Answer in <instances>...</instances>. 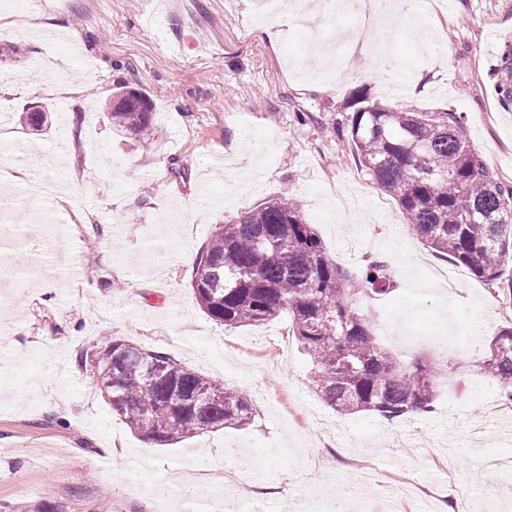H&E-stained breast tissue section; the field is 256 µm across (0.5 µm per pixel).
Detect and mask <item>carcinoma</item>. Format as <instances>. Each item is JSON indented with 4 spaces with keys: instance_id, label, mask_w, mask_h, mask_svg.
<instances>
[{
    "instance_id": "obj_1",
    "label": "carcinoma",
    "mask_w": 512,
    "mask_h": 512,
    "mask_svg": "<svg viewBox=\"0 0 512 512\" xmlns=\"http://www.w3.org/2000/svg\"><path fill=\"white\" fill-rule=\"evenodd\" d=\"M500 105L512 107V39L491 71ZM348 135L359 163L392 195L409 228L436 255L495 285L512 307V185L487 172L455 112L349 103ZM112 125L142 139L157 128L145 108L115 106ZM385 265L354 273L333 261L299 207L281 197L214 228L191 276L202 312L226 327L256 326L288 313L289 331L311 362V383L337 413L386 420L432 409L443 369L402 362L383 348L358 308L386 288ZM78 366L126 426L158 445L250 423L253 403L166 354L112 338ZM483 369L512 404V326L489 344ZM0 512H61L47 503H0Z\"/></svg>"
}]
</instances>
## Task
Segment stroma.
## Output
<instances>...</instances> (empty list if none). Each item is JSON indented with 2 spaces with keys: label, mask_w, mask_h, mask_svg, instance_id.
Here are the masks:
<instances>
[{
  "label": "stroma",
  "mask_w": 512,
  "mask_h": 512,
  "mask_svg": "<svg viewBox=\"0 0 512 512\" xmlns=\"http://www.w3.org/2000/svg\"><path fill=\"white\" fill-rule=\"evenodd\" d=\"M22 14L18 0H0V502L140 512L158 501L167 512H209L223 495L262 493L264 512H287L296 496L309 512H331L355 485L352 512H373L400 487L364 481L358 464L372 460L437 483L457 512H512V473L471 463L479 447L512 458V430L485 419V402L498 397L481 367L503 323L498 290L465 269L448 298L415 293L414 280L455 265L416 239L338 130L362 87L422 112L460 113L488 171L512 172V110L488 78L512 32V0H444L441 12L375 24L369 38L392 47L401 76L371 77L374 56L354 50L321 86L290 59L355 27L341 10L306 26L264 17L263 0H43L33 20ZM425 40L453 56L423 57ZM121 83L151 100L155 138L113 127ZM34 104L47 112L40 131L22 118ZM34 160L59 185L38 253L15 236L32 223L21 185ZM272 197L300 207L338 265L385 262L391 290L365 310L404 360L446 367L432 412L339 415L313 391L287 317L227 328L200 310L183 254H200L215 225ZM95 223L104 234L93 243ZM476 329L474 353L438 342ZM105 336L237 389L254 404L253 423L168 446L144 440L75 362ZM400 430L415 433L420 465L396 447Z\"/></svg>",
  "instance_id": "stroma-1"
}]
</instances>
